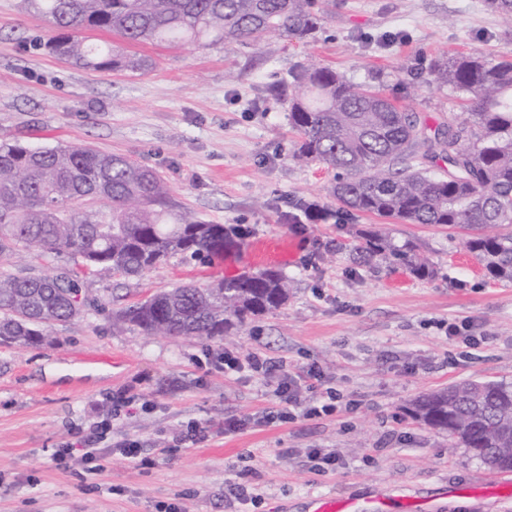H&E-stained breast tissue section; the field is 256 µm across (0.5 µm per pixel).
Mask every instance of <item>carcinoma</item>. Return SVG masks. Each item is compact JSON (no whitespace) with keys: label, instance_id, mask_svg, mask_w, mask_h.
<instances>
[{"label":"carcinoma","instance_id":"cac0c4a2","mask_svg":"<svg viewBox=\"0 0 512 512\" xmlns=\"http://www.w3.org/2000/svg\"><path fill=\"white\" fill-rule=\"evenodd\" d=\"M44 17L43 46L71 65L143 74L154 66L88 31L128 43L241 45L260 51L271 34L306 42L335 0H26ZM512 26V0H485ZM434 83L466 97L470 120L435 126L386 93L309 61L290 74L288 122L298 135L291 158L335 171L337 212L476 230L466 248L495 280L512 281V59L480 51L443 55ZM240 224H210L176 203L166 179L126 156L90 145L32 148L0 142V255L66 254L75 267L55 275L0 274V344L39 346L47 328L78 316L79 274L140 278L181 255L210 264L244 245ZM356 259L435 271L406 241L379 229L355 232ZM288 301V278L274 269L204 286L184 284L118 308L112 318L146 335L236 336L248 320ZM472 381L421 396L411 417L465 448H499L512 470V384Z\"/></svg>","mask_w":512,"mask_h":512}]
</instances>
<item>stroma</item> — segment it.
<instances>
[{
    "instance_id": "obj_1",
    "label": "stroma",
    "mask_w": 512,
    "mask_h": 512,
    "mask_svg": "<svg viewBox=\"0 0 512 512\" xmlns=\"http://www.w3.org/2000/svg\"><path fill=\"white\" fill-rule=\"evenodd\" d=\"M47 25L23 0H0V139L30 146L89 144L158 170L175 200L213 224L250 228L241 252L201 264L173 257L129 280L85 277L92 304L52 325L53 344L0 345V512H309L319 495L349 497L365 512H512V470L489 473L465 448L413 420L420 395L476 380L512 383V283L485 278L466 234L385 222L395 242H415L436 274L355 262L350 243L371 216L309 220L297 204L328 209L333 171L299 164L288 104L267 87L315 57L383 89L429 125L468 117L460 94L429 81L435 57L479 50L512 56V27L484 0H336L315 40L273 36L262 54L190 43L124 44L151 56L146 74L90 71L49 54ZM279 268L286 305L248 321L227 341L148 336L113 322L122 304L243 269ZM466 322L470 347L448 326ZM256 352L299 370L317 367L338 390L336 410L264 423L279 404L251 376H225L211 360ZM254 424L228 434L224 422ZM209 427L186 451L188 425ZM167 447L137 469L117 449ZM65 448H98L105 469L86 472ZM310 448L335 450L321 470ZM250 499L229 496L230 485Z\"/></svg>"
}]
</instances>
